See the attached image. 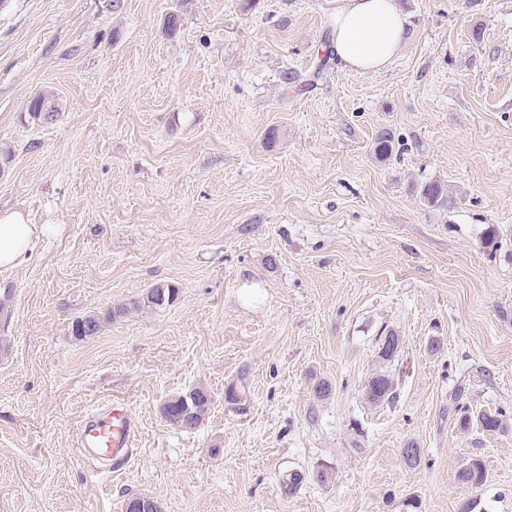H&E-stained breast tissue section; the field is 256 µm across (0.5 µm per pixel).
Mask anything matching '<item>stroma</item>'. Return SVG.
<instances>
[{
  "label": "stroma",
  "instance_id": "stroma-1",
  "mask_svg": "<svg viewBox=\"0 0 512 512\" xmlns=\"http://www.w3.org/2000/svg\"><path fill=\"white\" fill-rule=\"evenodd\" d=\"M399 4L366 74L336 0H0V208L61 227L0 273V512H512V0ZM194 387L207 416L170 425ZM109 402L138 426L112 469L77 446ZM483 410L506 429L461 427ZM201 387H194L187 393L179 396H175L170 398L171 402H169L163 411V416L167 422H169L173 426L180 427V421L183 418V399L184 397L187 401V404L192 409L193 412L196 413L198 421H202L204 416L207 414L210 405H211V396L210 398H203V396L199 395ZM196 395H198L196 397ZM168 400V401H169ZM174 400V401H172Z\"/></svg>",
  "mask_w": 512,
  "mask_h": 512
}]
</instances>
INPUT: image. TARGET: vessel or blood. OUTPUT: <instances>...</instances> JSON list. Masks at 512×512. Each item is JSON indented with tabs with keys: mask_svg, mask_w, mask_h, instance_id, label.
I'll return each instance as SVG.
<instances>
[{
	"mask_svg": "<svg viewBox=\"0 0 512 512\" xmlns=\"http://www.w3.org/2000/svg\"><path fill=\"white\" fill-rule=\"evenodd\" d=\"M135 436L134 420L121 406H111L87 417L78 434V445L104 460L125 458Z\"/></svg>",
	"mask_w": 512,
	"mask_h": 512,
	"instance_id": "1",
	"label": "vessel or blood"
}]
</instances>
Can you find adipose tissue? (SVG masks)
Segmentation results:
<instances>
[{"label":"adipose tissue","mask_w":512,"mask_h":512,"mask_svg":"<svg viewBox=\"0 0 512 512\" xmlns=\"http://www.w3.org/2000/svg\"><path fill=\"white\" fill-rule=\"evenodd\" d=\"M407 38L397 0H339L333 15V49L343 68L376 73L388 68ZM31 223L24 209L0 210V269H12L35 241L57 232Z\"/></svg>","instance_id":"1"}]
</instances>
